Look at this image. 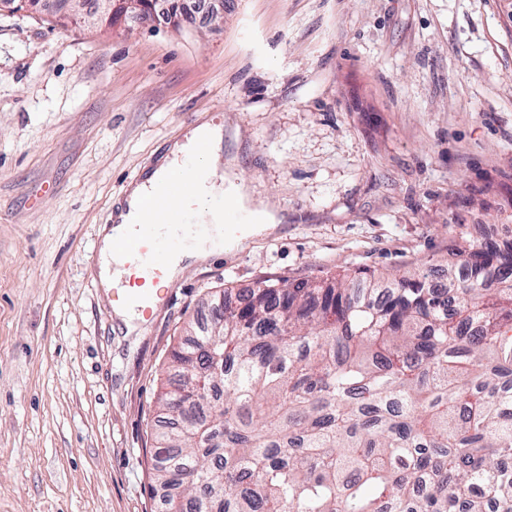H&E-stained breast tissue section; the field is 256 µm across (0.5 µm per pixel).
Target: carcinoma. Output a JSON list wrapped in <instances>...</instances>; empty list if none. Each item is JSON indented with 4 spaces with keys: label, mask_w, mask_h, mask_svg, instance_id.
Listing matches in <instances>:
<instances>
[{
    "label": "carcinoma",
    "mask_w": 512,
    "mask_h": 512,
    "mask_svg": "<svg viewBox=\"0 0 512 512\" xmlns=\"http://www.w3.org/2000/svg\"><path fill=\"white\" fill-rule=\"evenodd\" d=\"M257 282L170 354L165 512H512V247Z\"/></svg>",
    "instance_id": "obj_1"
}]
</instances>
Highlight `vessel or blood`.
<instances>
[{
	"mask_svg": "<svg viewBox=\"0 0 512 512\" xmlns=\"http://www.w3.org/2000/svg\"><path fill=\"white\" fill-rule=\"evenodd\" d=\"M193 186L190 180L169 181L160 186L156 195L145 197L139 206L140 234L121 245L125 254L144 271L121 294L122 301L132 304L139 312L149 311L169 254L191 241L209 237L208 225L193 223L190 214L176 205Z\"/></svg>",
	"mask_w": 512,
	"mask_h": 512,
	"instance_id": "obj_1",
	"label": "vessel or blood"
}]
</instances>
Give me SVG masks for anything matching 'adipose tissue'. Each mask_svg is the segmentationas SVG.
<instances>
[{
  "mask_svg": "<svg viewBox=\"0 0 512 512\" xmlns=\"http://www.w3.org/2000/svg\"><path fill=\"white\" fill-rule=\"evenodd\" d=\"M224 129L222 126L204 122L195 127L187 136L185 142L174 143L160 163L152 169L145 178L137 184L130 186L126 195V204L120 208L113 217V223L104 228L99 247L101 258L100 282L105 289L119 286L122 280L139 276L140 270L133 265L119 248L132 231L136 222L139 203L149 190L158 182L171 179L185 178L186 172L182 160L198 142H206L205 154L198 156L197 168L202 172H214L221 161ZM222 189L214 181H205L197 184L196 192L187 201L186 206L210 224L213 242H221L228 235L229 230L224 225V217L220 212L211 210L210 200L221 194Z\"/></svg>",
  "mask_w": 512,
  "mask_h": 512,
  "instance_id": "ef3b65f1",
  "label": "adipose tissue"
}]
</instances>
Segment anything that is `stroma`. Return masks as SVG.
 <instances>
[{
    "instance_id": "35a3bbf8",
    "label": "stroma",
    "mask_w": 512,
    "mask_h": 512,
    "mask_svg": "<svg viewBox=\"0 0 512 512\" xmlns=\"http://www.w3.org/2000/svg\"><path fill=\"white\" fill-rule=\"evenodd\" d=\"M277 232L133 333L98 280L128 187L202 122ZM512 234V0H237L179 26L0 6V512H163L169 353L223 289L407 272Z\"/></svg>"
}]
</instances>
